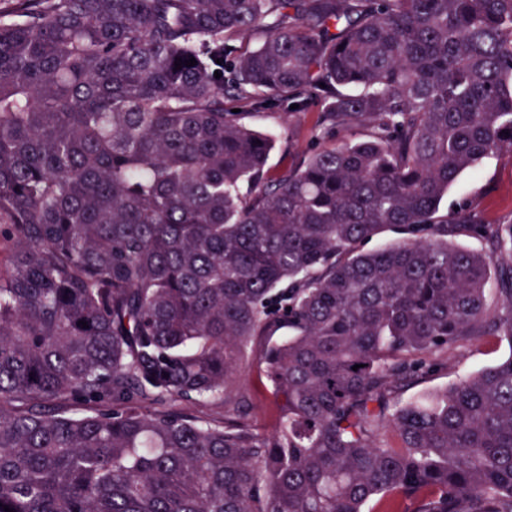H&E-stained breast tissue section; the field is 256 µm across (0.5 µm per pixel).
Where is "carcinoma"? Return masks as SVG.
Instances as JSON below:
<instances>
[{
  "mask_svg": "<svg viewBox=\"0 0 512 512\" xmlns=\"http://www.w3.org/2000/svg\"><path fill=\"white\" fill-rule=\"evenodd\" d=\"M284 104L359 138L273 173ZM502 154L512 0H14L0 512H512V355L402 400L512 347V224L440 215ZM455 355L456 358L448 370L411 387L405 397L417 398L442 389L459 377L503 360L509 355V345L505 338H492L489 341L464 344L456 350ZM240 388L251 394V416L260 431L271 432L277 426V417L270 388L254 360L248 358L247 367L239 378Z\"/></svg>",
  "mask_w": 512,
  "mask_h": 512,
  "instance_id": "obj_1",
  "label": "carcinoma"
}]
</instances>
